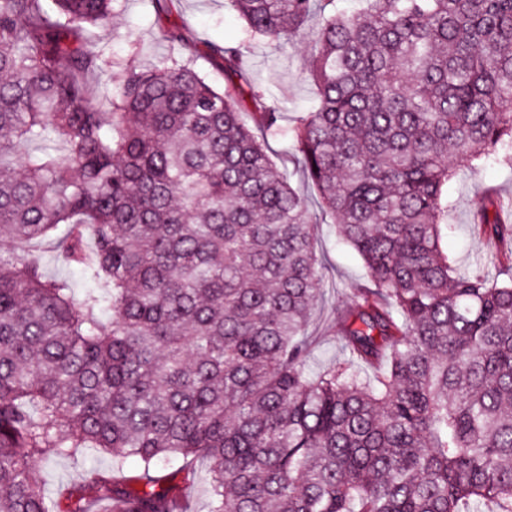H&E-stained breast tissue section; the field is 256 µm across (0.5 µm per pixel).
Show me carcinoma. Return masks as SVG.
<instances>
[{"label":"carcinoma","mask_w":512,"mask_h":512,"mask_svg":"<svg viewBox=\"0 0 512 512\" xmlns=\"http://www.w3.org/2000/svg\"><path fill=\"white\" fill-rule=\"evenodd\" d=\"M117 0H0V512H182L155 476L208 464V512H512V279L441 245L455 167L512 168V0H367L313 39L317 106L284 128L212 42L93 77ZM277 45L322 0H230ZM257 110L252 130L244 98ZM286 139L369 285L337 309L348 357L305 372L322 292ZM479 235L512 269L489 198ZM88 288L45 272L28 246ZM377 374L363 377L358 364ZM111 457L59 498L45 456ZM136 460L141 473L124 475Z\"/></svg>","instance_id":"1"}]
</instances>
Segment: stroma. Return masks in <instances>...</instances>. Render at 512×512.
Listing matches in <instances>:
<instances>
[{"mask_svg":"<svg viewBox=\"0 0 512 512\" xmlns=\"http://www.w3.org/2000/svg\"><path fill=\"white\" fill-rule=\"evenodd\" d=\"M112 24L120 31L112 37L109 30L95 29L94 35L105 55L99 86L117 76L127 65L152 68L166 59L167 49L161 39L163 27L180 26L196 45L195 67L205 73L216 87L224 85L220 61L208 53V45L219 42L229 46H248L245 63L256 85L265 92L267 106L281 112L282 123L296 125L315 103V87L310 76V39L319 21L311 19L293 44L278 47L250 37L245 22L232 10L228 0H180L170 14H159L153 0H118ZM270 155L284 170L295 189L307 199L308 222L312 226L315 249L319 257L323 294L306 327L310 357L308 367L316 371L343 359L345 352L336 334L335 310L350 288L365 281L363 263L355 251L344 244L337 228L321 208L317 191L307 174L299 168L295 153L284 140L269 143ZM512 203V170L489 161L478 171H460L449 191L447 223L451 228L444 242L450 258L460 269H467L478 258H489L492 247L473 231L472 215L485 194ZM107 455L88 449L81 461L53 457L35 463L33 476L40 491L54 495L60 486L80 481L84 471L106 472Z\"/></svg>","mask_w":512,"mask_h":512,"instance_id":"35a3bbf8","label":"stroma"}]
</instances>
